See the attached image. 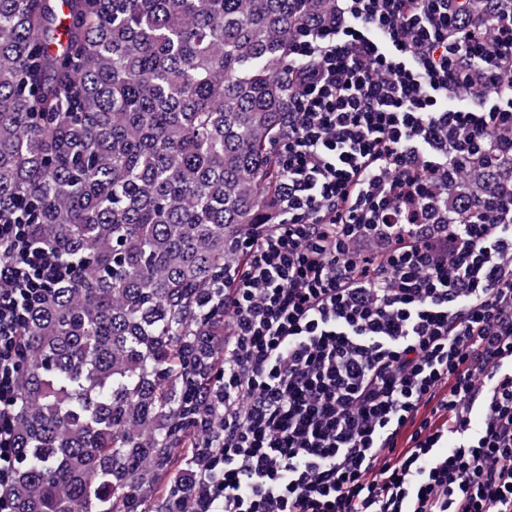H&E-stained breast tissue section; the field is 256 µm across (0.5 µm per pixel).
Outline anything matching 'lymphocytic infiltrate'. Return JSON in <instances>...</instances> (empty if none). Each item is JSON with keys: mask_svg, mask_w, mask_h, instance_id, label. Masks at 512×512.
I'll return each mask as SVG.
<instances>
[{"mask_svg": "<svg viewBox=\"0 0 512 512\" xmlns=\"http://www.w3.org/2000/svg\"><path fill=\"white\" fill-rule=\"evenodd\" d=\"M470 2L335 0L295 44L280 220L219 285L192 512H512V184L453 191L512 158V5ZM74 274L0 221V512L24 320Z\"/></svg>", "mask_w": 512, "mask_h": 512, "instance_id": "obj_1", "label": "lymphocytic infiltrate"}]
</instances>
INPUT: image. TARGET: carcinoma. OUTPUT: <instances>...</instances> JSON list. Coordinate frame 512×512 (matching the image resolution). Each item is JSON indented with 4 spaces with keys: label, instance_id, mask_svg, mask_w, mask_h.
I'll use <instances>...</instances> for the list:
<instances>
[{
    "label": "carcinoma",
    "instance_id": "obj_1",
    "mask_svg": "<svg viewBox=\"0 0 512 512\" xmlns=\"http://www.w3.org/2000/svg\"><path fill=\"white\" fill-rule=\"evenodd\" d=\"M65 5L59 27L0 0V215L76 270L27 318L12 512H169L216 384L212 285L278 221L291 48L334 2Z\"/></svg>",
    "mask_w": 512,
    "mask_h": 512
}]
</instances>
